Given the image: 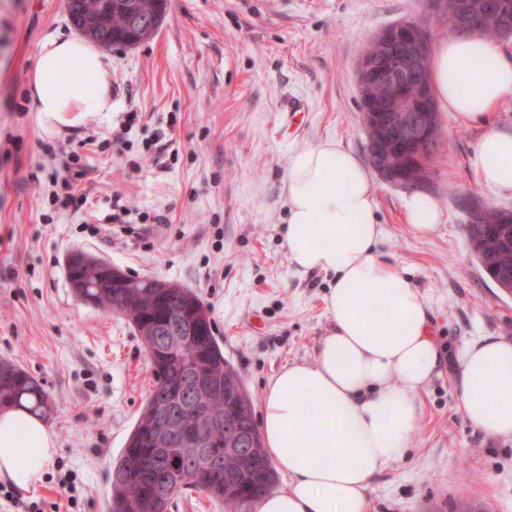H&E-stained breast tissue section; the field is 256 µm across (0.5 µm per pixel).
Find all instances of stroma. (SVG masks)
Returning <instances> with one entry per match:
<instances>
[{
	"label": "stroma",
	"mask_w": 512,
	"mask_h": 512,
	"mask_svg": "<svg viewBox=\"0 0 512 512\" xmlns=\"http://www.w3.org/2000/svg\"><path fill=\"white\" fill-rule=\"evenodd\" d=\"M447 21L427 0H169L156 35L109 50L112 109L45 130L26 80L38 44L74 34L63 0H0V359L15 361L52 401L56 467L23 497L46 512H108L107 471L154 384L122 315L78 301L74 251L135 277L194 291L225 359L255 402L283 366L311 361L330 328V280L300 274L281 242L283 180L298 148L332 138L365 156L358 61L378 32ZM308 101L304 123L281 136L288 98ZM443 144L427 188L444 220L423 236L404 221L405 190L375 178L386 261L430 306L444 367L419 393L422 413L402 458L372 484L370 512H512V442L464 417L455 354L476 336H512V295L472 255L461 198L512 209L475 180L482 128L439 115ZM84 171L86 201L52 206V174ZM128 208L124 223L111 214ZM76 475L75 495L57 483Z\"/></svg>",
	"instance_id": "35a3bbf8"
}]
</instances>
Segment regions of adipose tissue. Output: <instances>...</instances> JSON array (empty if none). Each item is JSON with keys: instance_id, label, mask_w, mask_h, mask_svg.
Segmentation results:
<instances>
[{"instance_id": "obj_1", "label": "adipose tissue", "mask_w": 512, "mask_h": 512, "mask_svg": "<svg viewBox=\"0 0 512 512\" xmlns=\"http://www.w3.org/2000/svg\"><path fill=\"white\" fill-rule=\"evenodd\" d=\"M438 109L483 126L475 173L480 186L512 198V130L485 119L512 94V61L475 35L440 39L429 65ZM111 65L93 43L71 35L38 48L27 81L32 109L50 128L72 127L112 109ZM282 242L301 273L329 276L324 303L331 328L309 363L282 368L265 390L266 453L286 472L283 487L256 512H367L374 477L401 458L420 413L422 386L441 348L418 288L378 250L383 233L373 177L352 151L328 138L288 159ZM421 235L443 212L434 197L403 201ZM460 408L477 430L512 441V337L479 336L457 353ZM45 422L22 409L0 412V477L37 485L53 464Z\"/></svg>"}]
</instances>
